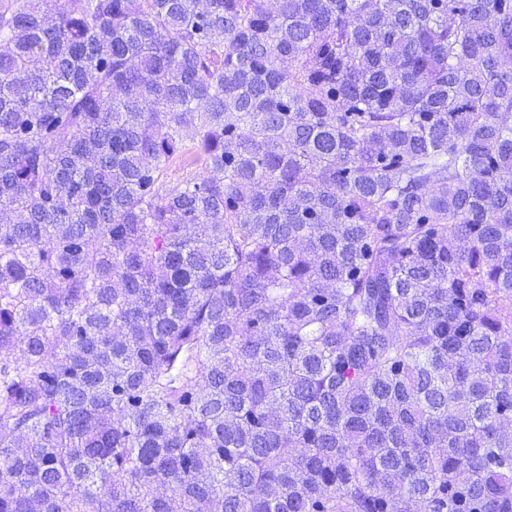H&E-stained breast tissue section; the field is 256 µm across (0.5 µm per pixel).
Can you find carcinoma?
<instances>
[{"label":"carcinoma","instance_id":"carcinoma-1","mask_svg":"<svg viewBox=\"0 0 512 512\" xmlns=\"http://www.w3.org/2000/svg\"><path fill=\"white\" fill-rule=\"evenodd\" d=\"M0 512H512V0H0ZM189 149L185 156L172 163L163 173L160 183L162 190L168 189L181 179L194 178L202 174L204 164L202 159Z\"/></svg>","mask_w":512,"mask_h":512}]
</instances>
